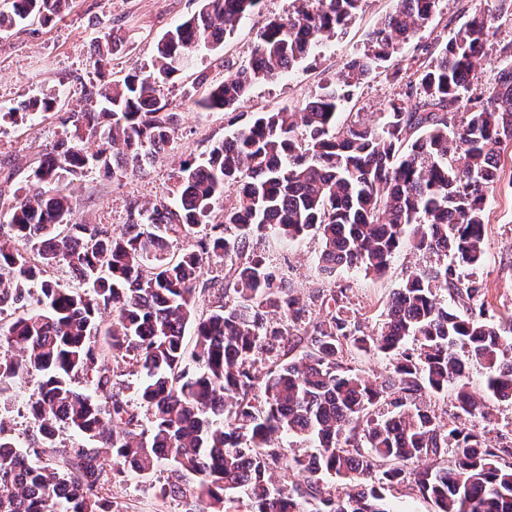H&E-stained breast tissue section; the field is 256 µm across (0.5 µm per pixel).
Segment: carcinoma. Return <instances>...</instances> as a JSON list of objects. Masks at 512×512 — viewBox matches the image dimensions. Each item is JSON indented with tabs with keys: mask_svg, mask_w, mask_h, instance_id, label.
Segmentation results:
<instances>
[{
	"mask_svg": "<svg viewBox=\"0 0 512 512\" xmlns=\"http://www.w3.org/2000/svg\"><path fill=\"white\" fill-rule=\"evenodd\" d=\"M477 8L449 36L427 45L390 75L407 100L388 103L379 124L340 122L352 88L408 45L440 0H396L368 33V50L349 60L299 107L257 112L215 143L201 161H183L174 189L150 206L131 205L110 232L72 221V186L95 169L114 181L142 173L172 140L178 114L163 89L197 50L219 49L261 0H200L197 13L166 30L148 68L120 81L90 84L84 107L66 119L69 136L44 152L6 215L0 240V401L37 373L33 429L20 444L0 421V512H120L108 485L128 467L147 480L166 463L163 498L191 495L202 512H391L385 492L407 465L426 461L414 483L437 512H512V443L488 444L491 415L468 389L467 362L484 369L487 397L512 401L509 326L461 309L485 293L462 271L484 258L485 206L499 180L501 151L512 143V45L485 92L469 95L474 73L490 64L491 30L509 0ZM62 0H12L0 28L31 19L48 24ZM363 0H299L259 33L248 63L227 65L206 86V109L234 110L252 87L315 56ZM126 43L111 30L93 47L102 70ZM57 97L26 109L44 114ZM463 112L458 124L448 115ZM97 148L88 150L84 138ZM237 187L224 207V189ZM321 240L318 267L381 276L399 248L444 257L408 277L387 302L381 326L361 330L344 298L330 290L318 318L291 295L288 276L254 250L265 233ZM197 239L187 248L179 240ZM224 258V288L204 314V261ZM65 265L78 285L44 278ZM454 298L442 303L437 289ZM112 316L103 326L102 316ZM194 327V345L185 333ZM300 344L301 357L290 356ZM355 349L382 354L389 372L376 387L344 364ZM271 362L263 380L254 364ZM142 375L137 403L111 365ZM85 383L80 389L76 382ZM456 390L458 413L443 423L415 406ZM293 436L314 448L298 453ZM51 454L50 461L43 456ZM452 454L450 463L437 460ZM112 457V474L100 464ZM306 474L290 486L289 471ZM353 484L342 497L324 481Z\"/></svg>",
	"mask_w": 512,
	"mask_h": 512,
	"instance_id": "cac0c4a2",
	"label": "carcinoma"
}]
</instances>
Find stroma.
Here are the masks:
<instances>
[{"mask_svg":"<svg viewBox=\"0 0 512 512\" xmlns=\"http://www.w3.org/2000/svg\"><path fill=\"white\" fill-rule=\"evenodd\" d=\"M475 5V0H441L433 19L403 50V59L418 55L422 46L456 30ZM294 7V0H262L259 9L226 38L221 50L194 53L175 83L164 90L170 110L179 115L175 138L164 158L144 173L118 182L97 171H87L74 194L77 221L121 228L130 204L151 205L172 188L181 161L204 157L215 142L246 124L253 113L305 103L325 78L365 51L367 32L393 11L395 0H365L346 29L318 47L311 63L285 73L275 82L255 85L237 110L200 108L197 101L204 90L194 83L197 74L203 71L211 80H223L225 63H246L264 26ZM198 8L199 0H72L69 10L53 24L32 20L22 28L0 32V113L18 111L29 99L50 91L59 99L57 113L48 117L0 125V166L16 172L11 186L0 191V214L9 210L16 188L24 185L39 156L65 138L67 128L62 119L83 107L85 85L102 77L119 79L131 70L150 66L158 38ZM113 27L122 29L126 44L102 73H94L89 64L90 49ZM394 66V61H387L383 70L356 85L342 119H376L390 100L403 98L404 85L386 76ZM500 168L501 182L486 204L484 260L467 270L465 276L482 283L485 315L501 320L512 317V146L501 155ZM257 248L271 265L285 270L294 296L306 305L310 316L322 314L317 293L331 287L344 291L351 315L367 333L377 330L392 291L412 274L437 262L435 255L405 245L382 277L342 270L328 280L318 271L320 240L316 235L291 242L262 238ZM36 387L35 378H28L8 409L0 412V423L21 443L32 431L28 402ZM169 474L164 464L149 484L135 475H125L111 483L110 494L121 512H188L189 500L155 495L154 486L165 483Z\"/></svg>","mask_w":512,"mask_h":512,"instance_id":"stroma-1","label":"stroma"}]
</instances>
